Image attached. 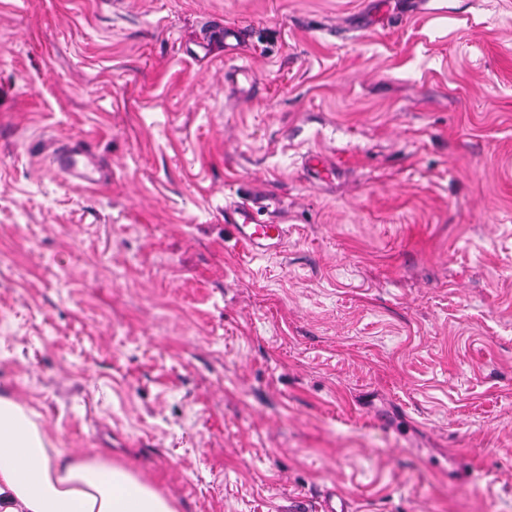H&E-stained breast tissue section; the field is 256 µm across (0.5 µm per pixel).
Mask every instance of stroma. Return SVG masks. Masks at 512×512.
Segmentation results:
<instances>
[{"instance_id":"obj_1","label":"stroma","mask_w":512,"mask_h":512,"mask_svg":"<svg viewBox=\"0 0 512 512\" xmlns=\"http://www.w3.org/2000/svg\"><path fill=\"white\" fill-rule=\"evenodd\" d=\"M446 2L0 0V393L53 448L178 512H512V0ZM84 147L81 141L76 142L69 149L55 153L53 162L69 181L87 187L99 186L107 180V174L93 163ZM267 201H271L267 196H253L224 207L225 224H231L236 229L242 245L252 251L276 247L287 235L284 224L269 218H259L267 215L266 211L270 208Z\"/></svg>"}]
</instances>
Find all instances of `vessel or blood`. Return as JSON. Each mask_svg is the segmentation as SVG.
I'll return each instance as SVG.
<instances>
[{
  "label": "vessel or blood",
  "mask_w": 512,
  "mask_h": 512,
  "mask_svg": "<svg viewBox=\"0 0 512 512\" xmlns=\"http://www.w3.org/2000/svg\"><path fill=\"white\" fill-rule=\"evenodd\" d=\"M53 162L72 182L95 187L107 179L106 172L93 163L79 142L55 153ZM269 208L266 197L246 198L225 207L224 221L236 229L244 247L253 251L267 250L280 245L287 233L285 225L266 219Z\"/></svg>",
  "instance_id": "vessel-or-blood-1"
}]
</instances>
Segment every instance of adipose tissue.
Wrapping results in <instances>:
<instances>
[{
	"instance_id": "ef3b65f1",
	"label": "adipose tissue",
	"mask_w": 512,
	"mask_h": 512,
	"mask_svg": "<svg viewBox=\"0 0 512 512\" xmlns=\"http://www.w3.org/2000/svg\"><path fill=\"white\" fill-rule=\"evenodd\" d=\"M0 512H177V507L125 465L100 455L58 453L24 406L1 395Z\"/></svg>"
}]
</instances>
